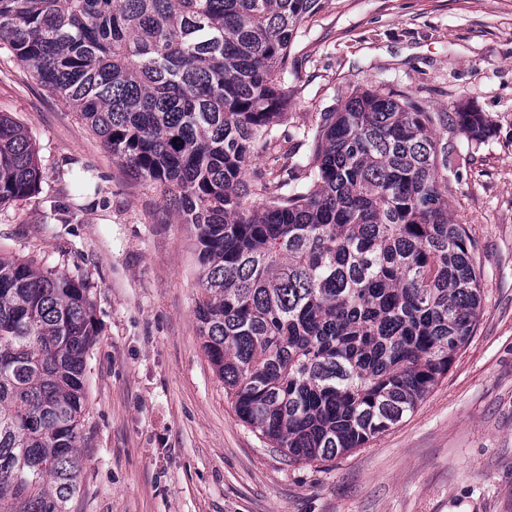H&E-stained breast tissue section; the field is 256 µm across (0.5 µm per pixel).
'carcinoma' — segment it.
I'll return each instance as SVG.
<instances>
[{"label": "carcinoma", "instance_id": "carcinoma-1", "mask_svg": "<svg viewBox=\"0 0 512 512\" xmlns=\"http://www.w3.org/2000/svg\"><path fill=\"white\" fill-rule=\"evenodd\" d=\"M322 0H0V46L193 227L203 349L241 422L295 461L387 432L448 375L482 308L477 245L448 218L452 124L479 113L349 97L273 177L288 56ZM31 134L0 113V205L36 191ZM77 278L0 253V512H71L88 356Z\"/></svg>", "mask_w": 512, "mask_h": 512}]
</instances>
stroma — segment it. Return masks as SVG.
I'll use <instances>...</instances> for the list:
<instances>
[{"label":"stroma","instance_id":"35a3bbf8","mask_svg":"<svg viewBox=\"0 0 512 512\" xmlns=\"http://www.w3.org/2000/svg\"><path fill=\"white\" fill-rule=\"evenodd\" d=\"M290 60L282 139L254 147L263 171L304 153L297 131L358 90L482 113L483 141L437 131L449 218L483 267L477 331L366 447L289 460L239 420L202 349L189 225L1 50L0 112L31 132L42 179L0 206V250L83 277L100 327L72 512H512V0H324Z\"/></svg>","mask_w":512,"mask_h":512}]
</instances>
